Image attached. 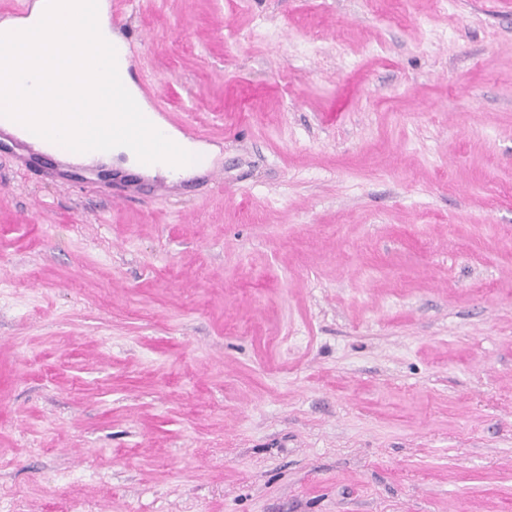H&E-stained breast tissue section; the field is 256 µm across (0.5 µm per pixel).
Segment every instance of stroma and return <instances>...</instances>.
Returning <instances> with one entry per match:
<instances>
[{
    "instance_id": "35a3bbf8",
    "label": "stroma",
    "mask_w": 512,
    "mask_h": 512,
    "mask_svg": "<svg viewBox=\"0 0 512 512\" xmlns=\"http://www.w3.org/2000/svg\"><path fill=\"white\" fill-rule=\"evenodd\" d=\"M174 184L0 131V512H512V0H131Z\"/></svg>"
}]
</instances>
